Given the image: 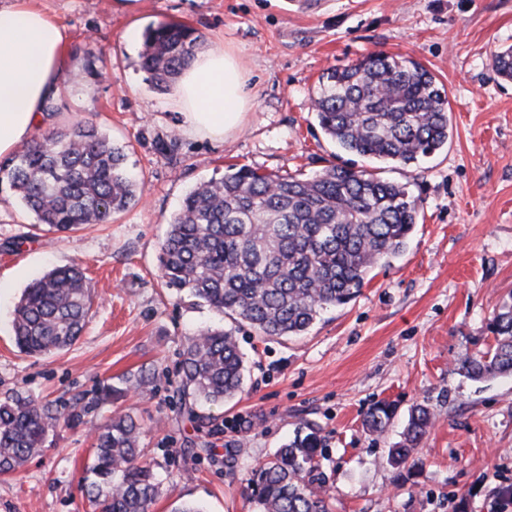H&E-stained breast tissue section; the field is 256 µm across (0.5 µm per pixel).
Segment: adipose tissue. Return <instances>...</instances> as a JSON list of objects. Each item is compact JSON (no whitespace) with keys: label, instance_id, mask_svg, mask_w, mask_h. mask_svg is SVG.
<instances>
[{"label":"adipose tissue","instance_id":"ef3b65f1","mask_svg":"<svg viewBox=\"0 0 512 512\" xmlns=\"http://www.w3.org/2000/svg\"><path fill=\"white\" fill-rule=\"evenodd\" d=\"M67 37L30 0H0V155L32 138L46 101L61 90ZM246 74L227 50L196 55L182 72L173 103L189 134L222 139L242 127Z\"/></svg>","mask_w":512,"mask_h":512}]
</instances>
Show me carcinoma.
Returning <instances> with one entry per match:
<instances>
[{
  "label": "carcinoma",
  "instance_id": "obj_1",
  "mask_svg": "<svg viewBox=\"0 0 512 512\" xmlns=\"http://www.w3.org/2000/svg\"><path fill=\"white\" fill-rule=\"evenodd\" d=\"M202 44L178 22L146 29L141 65L158 87L173 82ZM492 66L512 80V46ZM322 131L345 153L407 167L448 144V94L422 64L374 53L345 68H330L312 97ZM125 147L92 123L56 128L0 162L7 180L45 234L104 224L138 201ZM418 203L407 185L366 168L331 166L310 177L228 167L224 177L189 193L160 247L166 286L227 315L237 328L262 338L302 336L324 310L352 300L368 271L405 249L417 224ZM90 308L78 266L55 267L25 288L15 305L18 348L31 356L72 346ZM494 344L460 359L459 370L479 381L512 375V293L493 315ZM180 406L187 399L217 404L243 389L244 354L235 330L207 328L190 337L181 363ZM392 405L366 413L369 432H385ZM435 418L415 405L387 461L405 467ZM52 402L19 391L0 396V474L20 471L61 424ZM142 427L117 413L95 434L85 486L96 512H151L160 494L154 464L140 455ZM319 439L313 433L277 449L245 478L253 512H329L312 477Z\"/></svg>",
  "mask_w": 512,
  "mask_h": 512
}]
</instances>
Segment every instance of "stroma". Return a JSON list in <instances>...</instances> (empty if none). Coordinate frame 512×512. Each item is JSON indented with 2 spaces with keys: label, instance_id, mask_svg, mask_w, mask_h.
Masks as SVG:
<instances>
[{
  "label": "stroma",
  "instance_id": "obj_1",
  "mask_svg": "<svg viewBox=\"0 0 512 512\" xmlns=\"http://www.w3.org/2000/svg\"><path fill=\"white\" fill-rule=\"evenodd\" d=\"M68 37L65 90L47 127L90 121L125 146L140 200L105 224L44 235L0 182V396L21 391L61 405L20 473L0 475V512H92L82 480L93 435L132 413L162 480L154 512L182 502L252 512L246 474L297 435L317 433L331 512H512V376L465 377L459 360L493 343L486 326L512 293V81L492 67L512 45V0H34ZM186 24L204 48L233 51L247 75L242 129L221 141L183 131L171 89L140 67L144 30ZM384 52L422 63L448 92L447 148L385 179L409 184L419 218L405 251L373 270L348 304L302 336L241 330L244 387L229 402L175 409L187 339L231 319L167 288L160 245L185 196L231 165L314 175L345 155L321 131L312 95L322 72ZM173 142L162 154L158 140ZM79 265L91 305L79 340L41 357L19 351L13 311L24 288ZM158 372L141 386V371ZM395 409L384 435L368 409ZM436 419L412 471L386 461L411 408Z\"/></svg>",
  "mask_w": 512,
  "mask_h": 512
}]
</instances>
